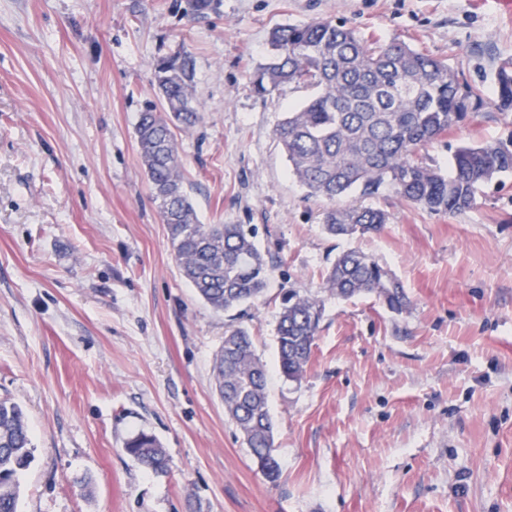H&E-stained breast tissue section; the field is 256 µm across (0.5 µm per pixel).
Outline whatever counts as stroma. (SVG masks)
<instances>
[{
	"instance_id": "obj_1",
	"label": "stroma",
	"mask_w": 512,
	"mask_h": 512,
	"mask_svg": "<svg viewBox=\"0 0 512 512\" xmlns=\"http://www.w3.org/2000/svg\"><path fill=\"white\" fill-rule=\"evenodd\" d=\"M0 0V398L23 408L33 459L18 512H512V173L471 209L435 215L391 188L379 232L332 237L326 200L288 174L274 130L305 91L257 95L278 26L330 18L457 68L486 104L426 148L512 138L494 73L512 19L475 0ZM195 62L201 120L177 132L203 224L256 228L277 264L244 306L267 369L277 481L213 387L231 322L182 278L137 141L154 58ZM359 249L403 284L325 297L301 382L277 357L282 298L319 293ZM155 436L167 473L125 451Z\"/></svg>"
}]
</instances>
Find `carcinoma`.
Here are the masks:
<instances>
[{"label": "carcinoma", "mask_w": 512, "mask_h": 512, "mask_svg": "<svg viewBox=\"0 0 512 512\" xmlns=\"http://www.w3.org/2000/svg\"><path fill=\"white\" fill-rule=\"evenodd\" d=\"M271 57L253 74L257 94L288 84L304 89V102L285 113L276 136L288 158L289 174L308 194L332 206L323 228L333 237L374 233L389 215L360 201L339 204L357 191L363 197L388 185L414 207L454 215L473 205L480 188L512 172V139L459 146L445 174L421 149L445 135L467 113L485 105L482 91L460 82L447 62L399 39L371 42L353 28L330 19L273 29ZM159 104L140 113L137 138L148 182L182 277L212 309L230 313L261 297L274 268L258 248L255 232L242 224H201L183 185L182 159L173 129L185 132L200 120L194 62L185 51L153 65ZM501 110L512 109V61L494 74ZM322 292L338 299L371 294L395 313L407 306L400 281L371 256L349 250L327 271ZM324 300L296 290L284 300L277 326L279 368L299 382L308 365L323 315ZM224 410L263 475L279 477L273 449V421L267 372L256 357L249 331L229 328L213 367ZM126 452L155 472L168 470L165 449L141 432ZM30 437L21 406L0 400V512H16L17 475L30 464Z\"/></svg>", "instance_id": "cac0c4a2"}]
</instances>
